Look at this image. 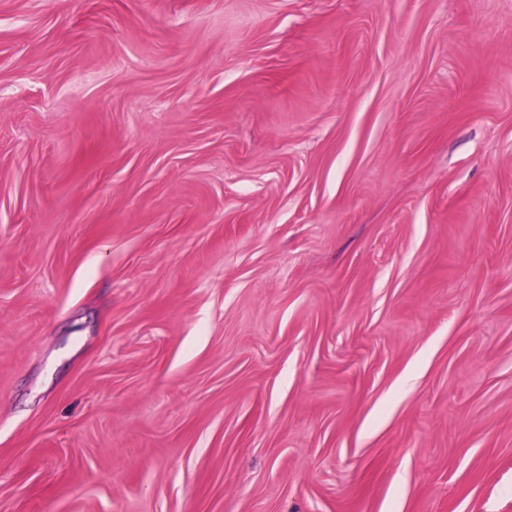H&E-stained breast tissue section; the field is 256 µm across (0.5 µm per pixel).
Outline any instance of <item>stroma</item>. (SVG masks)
Returning a JSON list of instances; mask_svg holds the SVG:
<instances>
[{"mask_svg":"<svg viewBox=\"0 0 512 512\" xmlns=\"http://www.w3.org/2000/svg\"><path fill=\"white\" fill-rule=\"evenodd\" d=\"M0 512H512V0H0Z\"/></svg>","mask_w":512,"mask_h":512,"instance_id":"1","label":"stroma"}]
</instances>
